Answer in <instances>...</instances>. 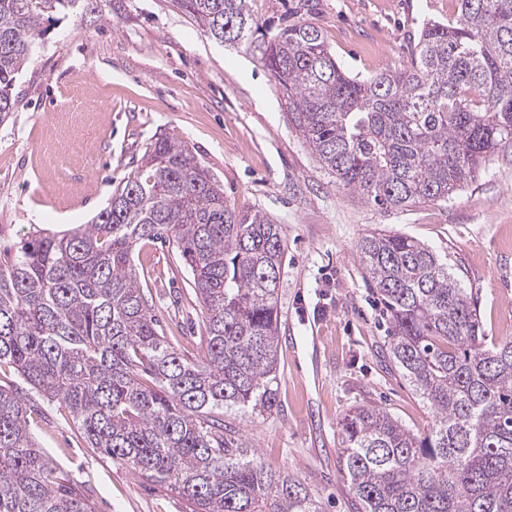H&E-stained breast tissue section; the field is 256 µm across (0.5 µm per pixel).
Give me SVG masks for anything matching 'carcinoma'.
<instances>
[{"mask_svg": "<svg viewBox=\"0 0 512 512\" xmlns=\"http://www.w3.org/2000/svg\"><path fill=\"white\" fill-rule=\"evenodd\" d=\"M71 2L0 0V123L43 25ZM455 2L454 19L423 24L406 65L357 78L310 22L272 33L249 0H175L269 71L322 168L386 212L447 200L512 147V0ZM155 240L180 252L202 302L196 361L163 336L138 283L134 249ZM283 250L266 212L224 198L186 145L161 138L90 223L0 260V365L65 403L90 447L194 512H322L224 420L277 406ZM358 250L389 315V356L434 421L418 435L375 406L345 416L340 470L357 512H512V338L486 340L472 295L430 247L381 231ZM0 512H93L2 386Z\"/></svg>", "mask_w": 512, "mask_h": 512, "instance_id": "cac0c4a2", "label": "carcinoma"}]
</instances>
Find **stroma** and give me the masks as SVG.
Here are the masks:
<instances>
[{
    "label": "stroma",
    "mask_w": 512,
    "mask_h": 512,
    "mask_svg": "<svg viewBox=\"0 0 512 512\" xmlns=\"http://www.w3.org/2000/svg\"><path fill=\"white\" fill-rule=\"evenodd\" d=\"M260 21L306 20L338 65L366 78L405 64L424 22L455 0H251ZM0 123V250L89 223L160 137L187 145L229 201L280 224L278 408L231 422L263 462L299 479L322 512H354L339 463L349 411L377 406L417 434L433 415L385 358L387 325L362 276L358 244L388 230L448 256L486 335L512 336V148L445 201L384 212L338 188L286 117L269 72L225 46L172 0H72L19 74ZM134 266L167 340L186 359L205 347L204 313L180 253L137 245ZM30 428L61 479L95 512H190L170 488L88 447L62 404L42 401L9 366Z\"/></svg>",
    "instance_id": "obj_1"
}]
</instances>
